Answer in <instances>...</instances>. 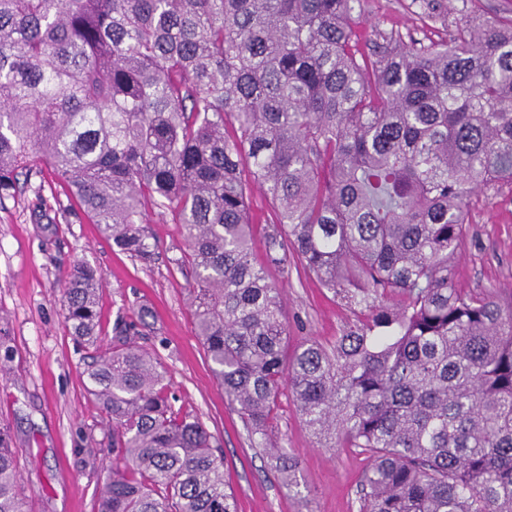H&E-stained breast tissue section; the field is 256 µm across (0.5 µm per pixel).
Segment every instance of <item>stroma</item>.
<instances>
[{
	"mask_svg": "<svg viewBox=\"0 0 512 512\" xmlns=\"http://www.w3.org/2000/svg\"><path fill=\"white\" fill-rule=\"evenodd\" d=\"M444 2L448 18L441 23L426 18L416 0H361L357 30L366 39L393 30L426 44L450 38L462 17L512 18V0ZM43 181L42 174L29 175L14 198L0 203V323L12 349L0 359V427L19 450V484L30 512H95L103 476L88 460L107 456L112 445L107 419L86 394L88 349L65 322L64 275L77 260L101 276V347H111L118 318L148 310L136 341L162 362L171 392L213 435L239 512H357L358 481L368 464L358 449L319 447L292 398L281 395L268 433L298 462L297 486H284L228 403L195 334L194 274L171 214L146 215L155 249L146 267L112 247L66 197L39 199ZM451 266L464 290H512V189L474 199ZM269 279L283 290L292 344L330 343L352 319L350 308L300 267L270 268Z\"/></svg>",
	"mask_w": 512,
	"mask_h": 512,
	"instance_id": "obj_1",
	"label": "stroma"
}]
</instances>
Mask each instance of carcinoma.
Masks as SVG:
<instances>
[{
	"label": "carcinoma",
	"mask_w": 512,
	"mask_h": 512,
	"mask_svg": "<svg viewBox=\"0 0 512 512\" xmlns=\"http://www.w3.org/2000/svg\"><path fill=\"white\" fill-rule=\"evenodd\" d=\"M357 2L0 0V202L46 169L145 265V211L171 213L195 335L284 483L297 463L266 431L286 389L322 446L367 455L358 512H512V295L449 273L474 196L512 185V20L421 46L380 32L368 56ZM290 256L354 319L288 362L267 268ZM99 286L86 262L66 273L65 322L92 344ZM146 314L86 370L112 422L96 512H239L213 436L131 341ZM0 512H27L4 428ZM251 214L255 223L254 227L256 230L257 240L255 258L258 262L263 263L265 261V250L262 242V236L265 229L273 225L274 213L269 201L258 187H254L252 189Z\"/></svg>",
	"instance_id": "carcinoma-1"
}]
</instances>
